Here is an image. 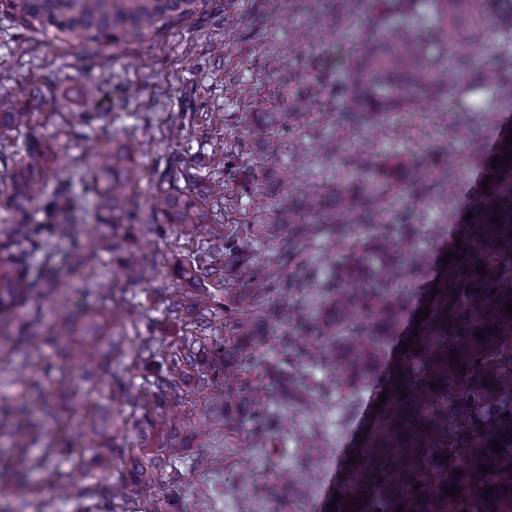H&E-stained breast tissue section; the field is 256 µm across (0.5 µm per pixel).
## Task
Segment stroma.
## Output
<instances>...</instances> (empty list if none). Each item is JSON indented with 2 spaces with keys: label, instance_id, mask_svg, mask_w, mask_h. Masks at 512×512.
Masks as SVG:
<instances>
[{
  "label": "stroma",
  "instance_id": "obj_1",
  "mask_svg": "<svg viewBox=\"0 0 512 512\" xmlns=\"http://www.w3.org/2000/svg\"><path fill=\"white\" fill-rule=\"evenodd\" d=\"M375 19L373 11L350 10L345 0H203L199 11L150 39L119 47L102 44L87 52L0 21V83L56 82L61 103L56 112L23 102L33 114L23 137L40 144L51 185H66L74 199L89 204L92 194L80 178L85 149L129 137L142 147V179L122 222L102 226L85 218L74 236L50 239L44 250L32 253L28 266L35 292L11 324L0 329V407L21 404L26 365L40 359L39 382L50 394L55 421L41 431L32 452L59 451L31 474L35 493L29 507L12 501V482L0 476V512H81L74 496L60 492L57 474L79 468L74 457L62 452L70 423L91 421L97 411L105 440H117L125 449L120 466L130 485L115 512H152L160 499L170 512L197 507L203 512H327L377 402L373 388L332 383L326 366L278 342L245 341L248 376L275 366L288 369L305 388L306 402L285 407L277 393H266L269 416L287 415L288 428L267 430L259 445L252 438V418L235 404L227 406L223 427L198 433L195 415L207 405L209 391L196 370L184 371L180 428L190 446L176 465V479L146 487L134 481L136 464L143 459V447H161L168 438L166 410L113 402L109 379L91 392L67 384L74 356L64 344L48 341L42 320H33L32 314L65 308L80 315L104 305L92 282L106 274L122 283L117 260L127 246H136L150 276L128 286L120 331L127 368L123 379L143 385L153 366L171 362L184 344L213 355L224 342L239 338L238 320L258 318L262 305L285 295L275 287L260 303L231 300L224 296V283L233 279V270L216 272L224 264L216 249L226 244L258 267L278 261L290 235L276 223L278 208L289 198L285 180L327 185L343 174L355 154L403 170L438 144L445 148L444 168L457 184L455 195L442 205L432 194H404L388 215L392 221L405 215L417 224V234L398 239L397 246L420 255L426 275H433L456 240L470 183L482 177V161L492 154L498 131L512 123V102L484 91L462 101H424L381 121L346 122L339 85L359 48L358 34L370 31ZM280 67L300 74L317 93L318 105L280 135L279 161L272 165L265 142L250 133L249 113L253 98L273 95ZM89 82L100 86L93 102L77 94ZM85 112L98 113V120L83 123ZM175 126L180 129L176 136L171 133ZM173 181L211 192L210 223L188 235L163 224L148 206L150 195ZM219 184L224 187L220 193L215 190ZM349 256L347 244L321 232L289 259L287 272L323 277L346 268ZM190 263L203 300L193 308L169 310L163 292L185 287L178 270ZM146 340L155 349L147 362L139 356ZM312 441L327 453L310 462L306 449ZM305 465L312 472L306 484L278 500L261 492L280 469L297 471Z\"/></svg>",
  "mask_w": 512,
  "mask_h": 512
}]
</instances>
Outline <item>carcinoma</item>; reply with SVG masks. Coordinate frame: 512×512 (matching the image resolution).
I'll return each mask as SVG.
<instances>
[{
  "mask_svg": "<svg viewBox=\"0 0 512 512\" xmlns=\"http://www.w3.org/2000/svg\"><path fill=\"white\" fill-rule=\"evenodd\" d=\"M204 0H0V15L27 32L53 40L61 37L79 44L141 41L194 14ZM429 10L419 11L418 0H371L376 12L375 27L361 39L358 56L343 85L344 116L353 123L371 120L385 112L409 108L432 97H460L476 89H491L512 101V62L484 58L477 45L484 38V19L492 14L498 34L512 38V0H430ZM18 93L37 101L49 111L55 102L46 96L43 83L15 90L0 84V135L28 129L32 113L20 108L13 98ZM275 98L286 111L273 112L264 98L255 101L254 125L270 139L290 119L314 110L316 95L301 88L297 75L277 70ZM512 144L500 138L495 155L497 166L487 162L491 175L487 188L475 186L469 212L461 219L458 239L449 263L434 277L431 287L438 295L426 303L429 316L418 322V335L402 337L400 347L413 339L405 353H398L390 369L374 387L387 393L367 426L362 445L352 452L355 464L346 465L344 478L336 486L341 500L337 512H512V161L505 163ZM23 167L5 170L0 178L10 182L7 203L15 223L3 228L0 243V325L11 320L14 310L29 300L35 281L30 279L27 257L55 237L75 233L76 203L68 188L57 186L46 194V171L39 149L27 144L17 147ZM139 144L126 139L110 148L87 155V172L93 183L94 214L100 222L115 221L130 199V191L141 179ZM427 166L418 164L407 186L445 192L447 182L429 178ZM395 172L361 156L351 159L348 169L335 183L324 188L303 187L295 201L278 210L277 223L298 224L296 241L322 230L339 240L350 236L349 224L336 221V212L357 211L356 223L377 226L380 245L373 251L354 249L344 275L318 282L315 276L292 282L284 279L283 263L296 250L286 241L280 264L269 270L256 268L230 247H224V265L233 268L237 280L225 284L224 293H237L236 281L248 283L257 298L281 283L295 288H324L333 295V315L319 331L334 336L350 320L360 321L352 340L333 351L329 366L351 385L361 387L384 352L387 337L400 326L406 312L403 296L396 292L400 280L416 281L422 269L411 257L393 250L395 225L375 224L376 217L398 192ZM39 202L50 214L47 224L32 223L31 209ZM151 211L176 230L186 232L209 221L204 196L175 188L153 193ZM497 217L499 222L491 219ZM486 266L487 273L477 272ZM125 278L147 279L137 254L130 252L124 265ZM269 329L292 321L293 310L273 306L263 312ZM482 331L484 339L475 333ZM51 335L64 340L76 359L78 380L93 389L104 374L119 382L124 374L118 359L122 335L111 328L106 315L90 313L84 328L56 311ZM224 355L208 366L212 387L211 409L198 416L199 431L224 424L225 401L245 396L239 371L240 347L230 341ZM283 407L301 399L300 390L288 370L272 372ZM150 393L158 406L174 408L179 402L180 380L176 371L159 368L150 382ZM54 419L48 393L40 386L31 389L22 408L8 422L0 418V429L11 438L7 453H0V470L29 472L47 458L30 455L29 443L36 433L34 413ZM71 433L79 447L67 454L83 460L95 451L96 468L106 472L114 500L125 497L127 487L119 470L123 449L103 442L99 424L77 423ZM498 441L502 450L490 448ZM185 444L177 438L160 448H145L146 463L140 479L146 484L172 469ZM493 472L486 473L480 466ZM461 488L447 495L450 486ZM497 486L489 492L486 487Z\"/></svg>",
  "mask_w": 512,
  "mask_h": 512,
  "instance_id": "cac0c4a2",
  "label": "carcinoma"
}]
</instances>
